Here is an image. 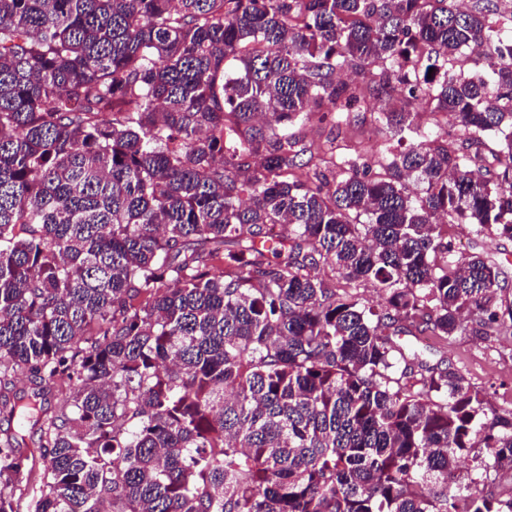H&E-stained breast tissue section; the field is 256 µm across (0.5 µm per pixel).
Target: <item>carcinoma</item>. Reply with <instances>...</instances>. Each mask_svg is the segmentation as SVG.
Masks as SVG:
<instances>
[{
	"label": "carcinoma",
	"instance_id": "carcinoma-1",
	"mask_svg": "<svg viewBox=\"0 0 512 512\" xmlns=\"http://www.w3.org/2000/svg\"><path fill=\"white\" fill-rule=\"evenodd\" d=\"M362 86L409 149L288 132ZM451 224L512 241V13L0 0V512H512V409L396 341L512 335Z\"/></svg>",
	"mask_w": 512,
	"mask_h": 512
}]
</instances>
